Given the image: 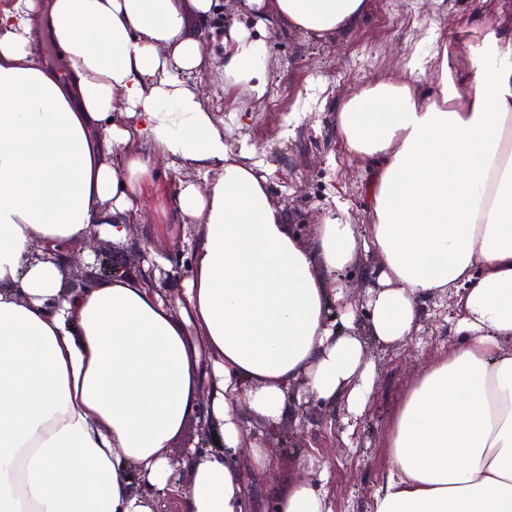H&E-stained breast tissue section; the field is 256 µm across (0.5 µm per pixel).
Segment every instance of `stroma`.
Returning <instances> with one entry per match:
<instances>
[{
  "label": "stroma",
  "instance_id": "1",
  "mask_svg": "<svg viewBox=\"0 0 512 512\" xmlns=\"http://www.w3.org/2000/svg\"><path fill=\"white\" fill-rule=\"evenodd\" d=\"M367 11L342 35L313 38L288 29L265 0L262 17L236 0H214L206 23L197 29L203 63L200 70L179 72V79L200 89L224 139L267 180L272 203L288 216L303 240L331 210L367 232L369 214L367 160L350 156L336 137L335 112L355 86L377 78L399 77L413 54L430 50L431 32L448 30L453 17L480 21L488 15L512 24V0H367ZM241 24L266 48L268 91L254 100L241 86L224 81V35ZM204 183V173L162 158L154 163L151 185L140 193V214L130 237L158 255L171 257L162 295L177 302L192 275L191 255L199 225L183 224L171 214L180 183ZM456 294L425 301L423 318L412 341L396 346L367 344L373 367L372 393L355 427H348L344 404L335 419L302 425L289 414L279 434L268 437L257 418L242 411L241 426L267 451L266 464L251 476L247 454L237 464L247 475L245 512H277L279 498L303 479L326 493L331 512H371L376 490L389 469L385 437L396 408L416 375L444 358L458 338L451 326Z\"/></svg>",
  "mask_w": 512,
  "mask_h": 512
}]
</instances>
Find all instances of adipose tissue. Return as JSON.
<instances>
[{"label": "adipose tissue", "instance_id": "1", "mask_svg": "<svg viewBox=\"0 0 512 512\" xmlns=\"http://www.w3.org/2000/svg\"><path fill=\"white\" fill-rule=\"evenodd\" d=\"M213 0H18L0 14V512H152L173 441L208 401L221 446L188 452L183 512H244L231 458L265 453L238 421L279 424L288 394L363 414L366 346L339 279L379 260L370 333L413 339L422 300L456 293L458 345L419 375L386 436L390 469L372 512H512V26L457 19L397 80L358 86L336 135L372 165L370 227L327 212L310 242L288 228L267 182L240 160L196 89L174 75L202 62L194 32ZM366 0H274L278 18L342 34ZM63 68L41 66L34 23ZM467 40L472 68L452 59ZM266 55L240 26L224 78L267 93ZM429 93H421V81ZM127 124L110 123L111 114ZM147 141L149 155L127 145ZM216 171L182 183L173 208L201 236L177 303L137 275L63 289L70 247L92 225L121 243L155 158ZM339 311L328 321L329 308ZM139 475L146 492L133 491Z\"/></svg>", "mask_w": 512, "mask_h": 512}]
</instances>
